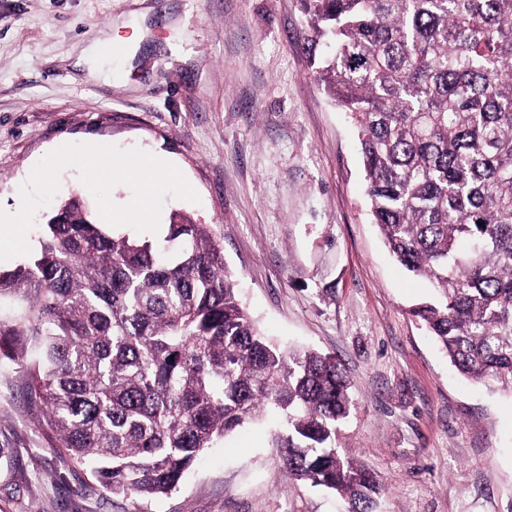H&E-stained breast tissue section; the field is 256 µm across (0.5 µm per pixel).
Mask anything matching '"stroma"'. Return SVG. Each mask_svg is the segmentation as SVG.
<instances>
[{"label":"stroma","instance_id":"1","mask_svg":"<svg viewBox=\"0 0 512 512\" xmlns=\"http://www.w3.org/2000/svg\"><path fill=\"white\" fill-rule=\"evenodd\" d=\"M137 48L88 78L80 48ZM303 0H0V208L64 144L134 146L174 164L240 297L281 343L334 356L353 407L342 454L375 472L377 512H512V398L459 377L408 313L426 293L372 224L356 128L311 63ZM242 429L156 500L104 494L39 437L0 374V512H343Z\"/></svg>","mask_w":512,"mask_h":512}]
</instances>
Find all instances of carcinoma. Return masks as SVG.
<instances>
[{
  "mask_svg": "<svg viewBox=\"0 0 512 512\" xmlns=\"http://www.w3.org/2000/svg\"><path fill=\"white\" fill-rule=\"evenodd\" d=\"M320 80L359 132L368 212L428 282L410 307L457 373L512 394V0H304ZM166 247L111 232L82 197L0 273V361L45 444L106 494H170L236 430L269 426L288 474L374 512L381 483L336 450L351 410L330 355L284 348L241 304L208 225Z\"/></svg>",
  "mask_w": 512,
  "mask_h": 512,
  "instance_id": "1",
  "label": "carcinoma"
}]
</instances>
